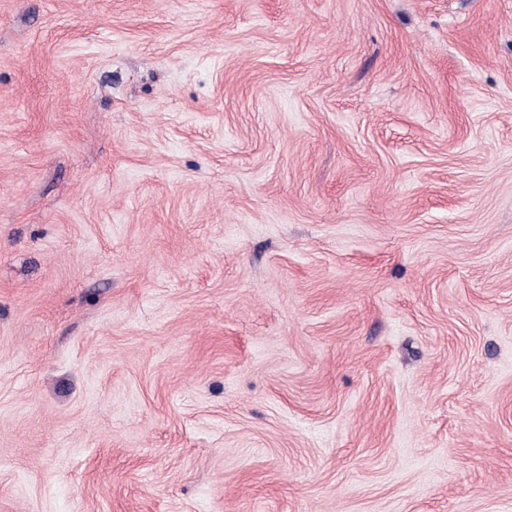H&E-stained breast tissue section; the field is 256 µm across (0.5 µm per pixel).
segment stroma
I'll list each match as a JSON object with an SVG mask.
<instances>
[{"instance_id":"1","label":"stroma","mask_w":512,"mask_h":512,"mask_svg":"<svg viewBox=\"0 0 512 512\" xmlns=\"http://www.w3.org/2000/svg\"><path fill=\"white\" fill-rule=\"evenodd\" d=\"M0 512H512V0H0Z\"/></svg>"}]
</instances>
